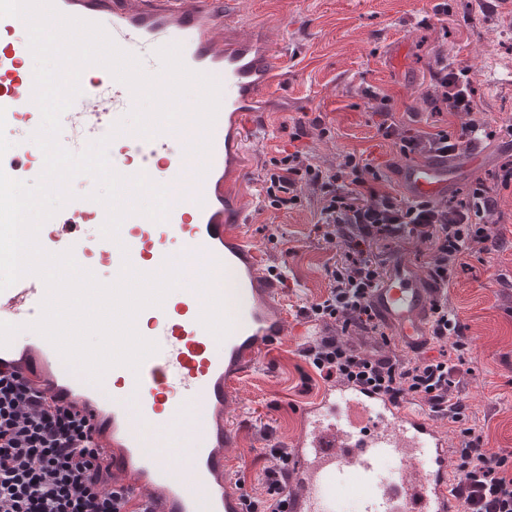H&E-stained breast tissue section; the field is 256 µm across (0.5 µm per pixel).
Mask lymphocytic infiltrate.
Segmentation results:
<instances>
[{"label":"lymphocytic infiltrate","instance_id":"lymphocytic-infiltrate-1","mask_svg":"<svg viewBox=\"0 0 512 512\" xmlns=\"http://www.w3.org/2000/svg\"><path fill=\"white\" fill-rule=\"evenodd\" d=\"M432 78L449 111L472 112L476 105L469 81L447 68ZM404 157L437 153L455 156L488 138L486 126L471 121L459 135L440 130L427 136L397 134L393 124L379 126ZM379 172L356 155L344 158L338 170L325 171L293 152L274 161L264 180L275 208L297 204L303 184L321 194V221L329 239L348 237L350 249L341 263L329 267L330 288L307 313L314 319L349 329L376 330L367 294L382 279L381 268L364 254V244L379 238L412 237L431 242L427 272L447 284L467 255L473 240L486 236V218L497 200L484 182H477L456 205L409 203L381 190ZM328 381L355 382L392 398L422 400L435 419L462 424L466 438L457 449L455 494L466 512H512V453H489L473 428L464 426L466 404L460 395L462 371L447 353L418 362L396 357L365 356L336 337L321 339L303 352ZM91 419L58 404L23 375L0 370V512H126L124 492L112 489L110 473L94 440ZM272 463L263 473L266 497L261 512H284L289 452L270 451Z\"/></svg>","mask_w":512,"mask_h":512}]
</instances>
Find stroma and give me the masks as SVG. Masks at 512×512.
Returning <instances> with one entry per match:
<instances>
[{
    "mask_svg": "<svg viewBox=\"0 0 512 512\" xmlns=\"http://www.w3.org/2000/svg\"><path fill=\"white\" fill-rule=\"evenodd\" d=\"M238 33L261 35L282 60L284 82L260 102L269 124L254 137L245 176L259 194L272 160L300 152L321 169H334L353 154L380 172L381 189L398 192L395 178L404 160L378 131V98H385L398 131L462 133L471 118L497 129L481 143V164L454 159L449 200L465 196L484 180L494 187L495 210L487 237L472 244L448 283V307L463 327L462 393L467 426L493 453L512 452V187L497 186L499 167L512 160V0H237ZM449 66L466 74L476 114L436 107L433 71ZM305 135L294 138L297 127ZM319 195L302 186L290 209L249 208L246 231L272 264L287 268L288 336L268 354L276 377L260 372L236 390V418L242 428L230 463L252 498L265 496L263 470L268 448L288 442L300 430L299 407L328 382L302 351L331 325L306 315L330 287L326 270L348 248L326 242L318 221ZM380 262L399 255L426 271L430 243L384 239L372 249Z\"/></svg>",
    "mask_w": 512,
    "mask_h": 512,
    "instance_id": "stroma-1",
    "label": "stroma"
}]
</instances>
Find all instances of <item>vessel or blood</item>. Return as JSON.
Wrapping results in <instances>:
<instances>
[{"instance_id": "1", "label": "vessel or blood", "mask_w": 512, "mask_h": 512, "mask_svg": "<svg viewBox=\"0 0 512 512\" xmlns=\"http://www.w3.org/2000/svg\"><path fill=\"white\" fill-rule=\"evenodd\" d=\"M64 15L100 24L122 50L135 54L144 72L158 75V48L179 44L186 67L220 86V107L205 154L188 153L200 137L192 123L150 138L126 132L112 137V168L145 173L168 187L173 198L166 220L132 214L118 241L52 235L54 252L72 251L88 270L123 262L159 272L170 244L182 247V287L162 306L144 308L137 330L159 331L157 353L139 370L112 369L114 388L101 395L73 373L44 338L13 339L0 347V366L16 369L34 386L94 415L96 441L110 464L112 484L125 488L131 512H249V494L229 477L238 446L231 420L241 378L283 345L288 327L284 273L268 268L265 252L245 232L248 132L266 127L258 101L277 87L282 65L267 41L244 37L227 22L236 0H54ZM32 53L25 23L0 18V138L17 140L18 158L0 157V170L23 180L40 152L31 136L41 113L32 100L34 78L26 67ZM81 93L69 107L72 152L109 135L135 101L130 88L91 65L80 76ZM110 136V135H109ZM397 181L405 200L435 201L448 193V160L438 154L402 165ZM104 223L105 208L83 198L73 204L74 223ZM443 291L406 260L395 257L368 294L391 344L416 354L432 340V308ZM46 295L43 281L27 275L0 291V321H36ZM138 403H131L133 394ZM292 443L293 479L285 512H339L344 497L357 512H459L450 489L451 450L431 414L411 399H392L367 387L341 383L326 388L300 411ZM423 463L417 477H383L385 461Z\"/></svg>"}]
</instances>
